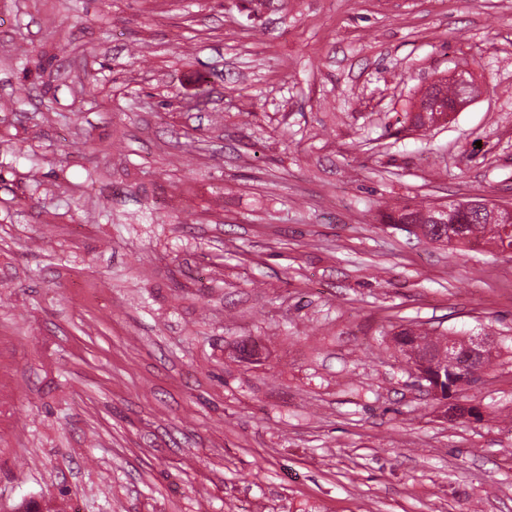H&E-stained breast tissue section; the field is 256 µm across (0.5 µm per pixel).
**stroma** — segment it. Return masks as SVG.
Returning <instances> with one entry per match:
<instances>
[{"mask_svg":"<svg viewBox=\"0 0 512 512\" xmlns=\"http://www.w3.org/2000/svg\"><path fill=\"white\" fill-rule=\"evenodd\" d=\"M475 197L512 0H0V512H512V256L382 220ZM410 325L497 342L479 415ZM398 351L406 358L408 363L413 361V353L420 350H436L448 344V337H432L428 333L414 328H404L393 336Z\"/></svg>","mask_w":512,"mask_h":512,"instance_id":"35a3bbf8","label":"stroma"}]
</instances>
